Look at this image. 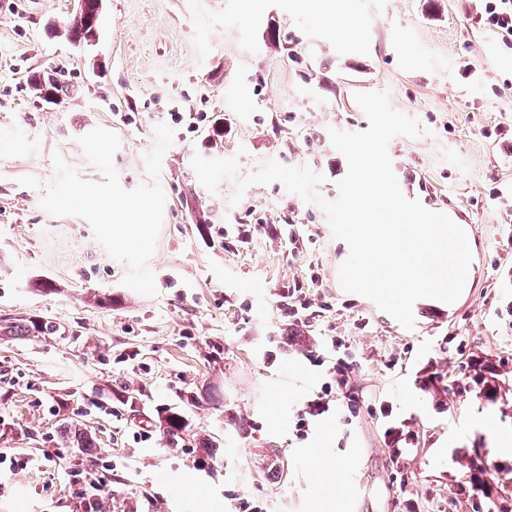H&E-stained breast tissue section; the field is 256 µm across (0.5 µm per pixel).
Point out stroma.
I'll return each instance as SVG.
<instances>
[{"instance_id":"1","label":"stroma","mask_w":512,"mask_h":512,"mask_svg":"<svg viewBox=\"0 0 512 512\" xmlns=\"http://www.w3.org/2000/svg\"><path fill=\"white\" fill-rule=\"evenodd\" d=\"M477 0H104L95 46L53 37L49 21L71 0H0V317L39 316L54 336L0 340V448H21L24 469L0 464V512H73L69 472L102 458L112 464L104 512H238L243 499L266 512H314L315 472L304 449L355 454L348 512H512V456L486 493L456 495L477 472L465 458L487 454L488 434L468 425L487 410L512 427V226L487 201L512 184V152L483 128L512 126V49L476 23ZM293 39L264 38L268 23ZM62 68L60 105L36 98L28 79ZM388 91L425 135L397 136L388 152L398 182L422 181L428 210L465 212L471 275L452 304L418 301L413 329L336 276L349 252L321 207L278 182L234 180L208 191L193 155L237 158L240 175L274 159L324 175L316 191L338 196L346 158L329 131L368 129L355 93ZM193 114L194 127L173 123ZM172 124L159 182L166 202L148 262L157 296L122 283L91 226L40 205L61 155L87 180L101 173L78 143L97 127L115 132L121 185L146 182L145 155L157 124ZM224 126V148L205 141ZM208 221L192 223L186 198ZM46 280L50 291L33 288ZM311 305L291 326L285 292ZM112 298L98 307V295ZM322 362L310 359V352ZM352 367L328 412L295 435L304 402L332 381L338 356ZM500 383L479 394L475 366ZM216 390L193 407L183 397ZM391 415L380 413L382 405ZM184 410L188 431L165 437L167 408ZM410 439L394 457L385 429ZM90 433L79 448L67 427ZM215 446L203 449L201 434Z\"/></svg>"}]
</instances>
